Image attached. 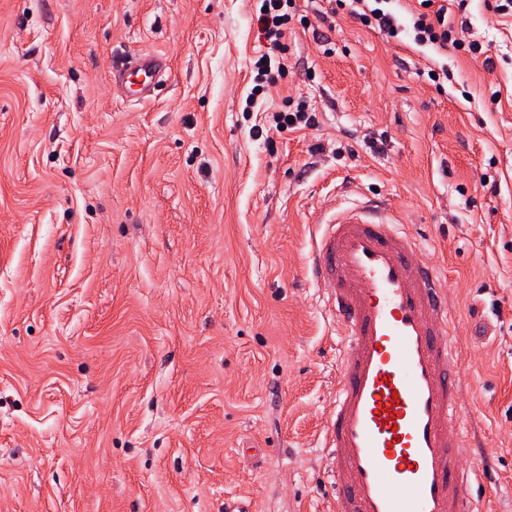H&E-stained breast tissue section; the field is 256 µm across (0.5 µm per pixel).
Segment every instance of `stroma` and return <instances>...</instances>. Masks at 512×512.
Masks as SVG:
<instances>
[{"instance_id": "obj_1", "label": "stroma", "mask_w": 512, "mask_h": 512, "mask_svg": "<svg viewBox=\"0 0 512 512\" xmlns=\"http://www.w3.org/2000/svg\"><path fill=\"white\" fill-rule=\"evenodd\" d=\"M260 6L0 0V512H330L308 226L372 193L450 287L470 494L512 512V16L449 6L487 59L410 55L295 0L269 101L318 123L276 131L246 109ZM138 51L168 59L148 101L111 78Z\"/></svg>"}]
</instances>
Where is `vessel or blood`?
<instances>
[{
    "mask_svg": "<svg viewBox=\"0 0 512 512\" xmlns=\"http://www.w3.org/2000/svg\"><path fill=\"white\" fill-rule=\"evenodd\" d=\"M164 57L140 53L112 71L149 99ZM311 278L326 289L340 338L325 427L332 512H474V470L461 399L466 374L448 286L383 202L312 220Z\"/></svg>",
    "mask_w": 512,
    "mask_h": 512,
    "instance_id": "1",
    "label": "vessel or blood"
}]
</instances>
